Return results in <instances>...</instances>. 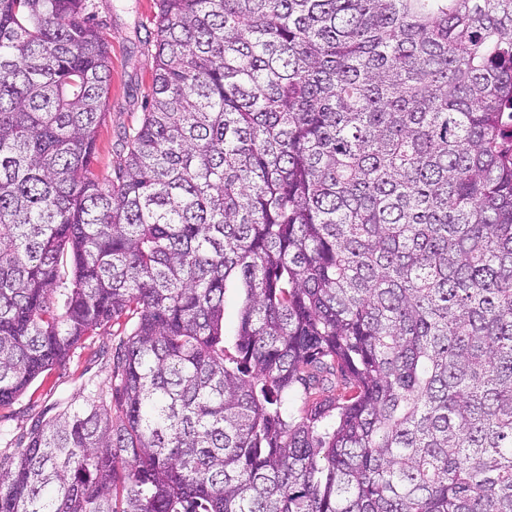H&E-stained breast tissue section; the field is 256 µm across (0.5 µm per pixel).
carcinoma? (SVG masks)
I'll return each instance as SVG.
<instances>
[{
	"label": "carcinoma",
	"instance_id": "carcinoma-1",
	"mask_svg": "<svg viewBox=\"0 0 512 512\" xmlns=\"http://www.w3.org/2000/svg\"><path fill=\"white\" fill-rule=\"evenodd\" d=\"M104 29L0 0V407L131 324L0 512H512V0H158L105 185ZM241 303V291L236 284H229L225 293L224 347L233 351L235 332L238 323V309Z\"/></svg>",
	"mask_w": 512,
	"mask_h": 512
}]
</instances>
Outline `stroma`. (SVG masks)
I'll return each instance as SVG.
<instances>
[{"label":"stroma","instance_id":"obj_1","mask_svg":"<svg viewBox=\"0 0 512 512\" xmlns=\"http://www.w3.org/2000/svg\"><path fill=\"white\" fill-rule=\"evenodd\" d=\"M157 0H101L112 61L111 95L97 135L92 171L100 182L112 176L117 144L124 131L138 127L151 89L153 59L143 43L155 31ZM122 327L107 325L89 348H77L64 366L40 375L12 405L0 409V459L11 457L26 440L33 422L51 416L60 400L76 393L81 382L112 377L113 355L125 340Z\"/></svg>","mask_w":512,"mask_h":512}]
</instances>
